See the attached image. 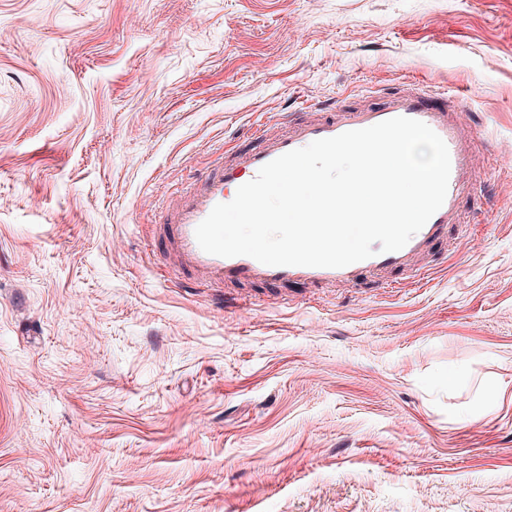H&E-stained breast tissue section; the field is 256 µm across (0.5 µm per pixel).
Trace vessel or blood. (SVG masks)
I'll return each mask as SVG.
<instances>
[{"instance_id": "1", "label": "vessel or blood", "mask_w": 512, "mask_h": 512, "mask_svg": "<svg viewBox=\"0 0 512 512\" xmlns=\"http://www.w3.org/2000/svg\"><path fill=\"white\" fill-rule=\"evenodd\" d=\"M448 89L408 83L386 94L377 105L338 106L316 117L278 118V131L268 122L251 129L248 149L228 150L206 172L192 176L161 226L162 242L174 268L188 288H218L227 283L307 288H358L372 283L380 288L395 286V274L408 280H423L431 270L426 259L447 243L450 228L464 223L481 224L490 207L477 199L479 171L474 148L477 133L468 125ZM408 117L428 125L445 142L451 162L448 191L443 205L400 250L374 255L341 268L269 266L248 256L220 257L204 252L195 229L213 207L230 202L237 189L254 179L259 169L279 156L311 142L364 129L382 121Z\"/></svg>"}]
</instances>
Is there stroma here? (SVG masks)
<instances>
[{
  "mask_svg": "<svg viewBox=\"0 0 512 512\" xmlns=\"http://www.w3.org/2000/svg\"><path fill=\"white\" fill-rule=\"evenodd\" d=\"M407 80L494 196L427 282L170 281L225 146ZM0 512H512V0H0Z\"/></svg>",
  "mask_w": 512,
  "mask_h": 512,
  "instance_id": "35a3bbf8",
  "label": "stroma"
}]
</instances>
